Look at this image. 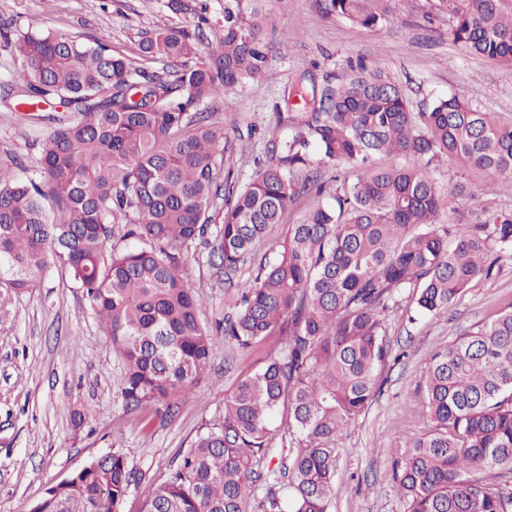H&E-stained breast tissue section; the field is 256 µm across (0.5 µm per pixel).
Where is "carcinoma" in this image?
Wrapping results in <instances>:
<instances>
[{"instance_id":"cac0c4a2","label":"carcinoma","mask_w":512,"mask_h":512,"mask_svg":"<svg viewBox=\"0 0 512 512\" xmlns=\"http://www.w3.org/2000/svg\"><path fill=\"white\" fill-rule=\"evenodd\" d=\"M361 27L386 20L381 0H329ZM452 40L468 53L512 62V12L501 0H437ZM260 0H225L215 47L202 53L205 7L188 25L143 37L148 71L101 44L13 31L20 61L3 85L14 109L55 112L35 173L0 163V284L36 286L61 263L83 288L125 364L129 408L188 395L216 340L251 348L272 336L283 349L242 377L224 416L201 432L143 512H327L336 490V437L369 407L374 372L389 350L384 314L411 290L417 312L448 308L495 263L512 257V211L463 212L442 224L448 196L431 165L442 157L480 170L486 189L512 187V125L451 95L412 111L399 87L365 66L288 116L293 132L244 186L224 163V128L199 107L267 76ZM388 158L387 166L376 164ZM318 201L274 255L256 244L295 204V177ZM224 200L220 218L213 215ZM214 238H209L212 224ZM135 245L107 251L111 227ZM224 273L253 261L235 314L216 329L183 273L196 242ZM432 426L395 454L408 512H512V305L436 351L425 381ZM292 464L270 467L276 435ZM498 471V482L477 473ZM136 472L123 453L95 458L46 488L32 512H120ZM262 494H257V491Z\"/></svg>"}]
</instances>
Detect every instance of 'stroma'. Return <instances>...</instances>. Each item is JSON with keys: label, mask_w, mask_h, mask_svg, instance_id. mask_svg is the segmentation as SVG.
<instances>
[{"label": "stroma", "mask_w": 512, "mask_h": 512, "mask_svg": "<svg viewBox=\"0 0 512 512\" xmlns=\"http://www.w3.org/2000/svg\"><path fill=\"white\" fill-rule=\"evenodd\" d=\"M388 19L363 28L326 12V0H265L262 38L269 46V80L251 82L205 105L223 126L224 165L247 183L290 128L284 94L301 81L334 87L351 66L379 67L405 93L414 111L456 95L512 122V64L465 53L448 37V18L434 0H386ZM168 0H0V32H53L140 60L144 35L187 24ZM49 120L31 122L0 102V161L34 169L36 136ZM441 190L468 183L453 200L464 212L512 210V190H484L474 170L442 158L432 165ZM184 273L203 299L204 323L223 319L235 291L204 246L191 247ZM512 305V258L490 278L473 282L447 315H419L409 294L386 316L391 355L375 371L377 395L337 437L336 491L329 512H406L393 476V453L428 426L423 381L437 348L494 320ZM284 340L275 336L241 350L218 346L203 381L172 405L130 410L121 392L123 361L113 349L82 288L50 265L36 288L18 294L0 287V512H30L45 489L88 460L118 448L138 481L122 512H142L197 434L224 413L238 379L262 365Z\"/></svg>", "instance_id": "35a3bbf8"}]
</instances>
